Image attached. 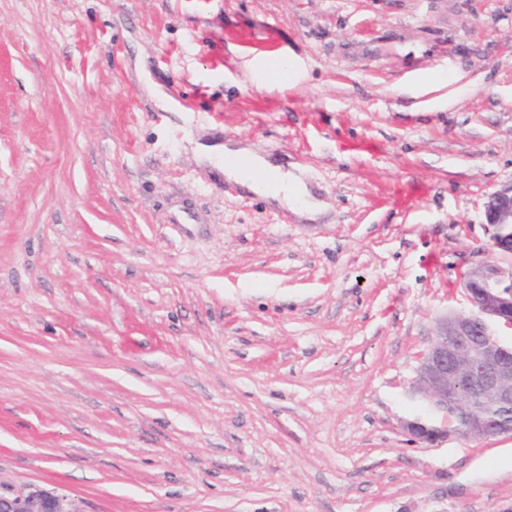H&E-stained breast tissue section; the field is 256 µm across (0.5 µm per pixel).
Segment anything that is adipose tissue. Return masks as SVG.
Wrapping results in <instances>:
<instances>
[{"instance_id": "ef3b65f1", "label": "adipose tissue", "mask_w": 512, "mask_h": 512, "mask_svg": "<svg viewBox=\"0 0 512 512\" xmlns=\"http://www.w3.org/2000/svg\"><path fill=\"white\" fill-rule=\"evenodd\" d=\"M197 154L199 161L223 172L227 180L296 215L312 219L325 209L300 175L274 164L268 156L252 153L247 156V164L241 165L237 162L240 150L219 143L198 145Z\"/></svg>"}]
</instances>
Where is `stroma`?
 <instances>
[{"label":"stroma","mask_w":512,"mask_h":512,"mask_svg":"<svg viewBox=\"0 0 512 512\" xmlns=\"http://www.w3.org/2000/svg\"><path fill=\"white\" fill-rule=\"evenodd\" d=\"M223 141L327 212L199 161ZM510 183L512 0H0V490L512 512V438L405 427ZM196 150L199 161L223 172L228 181L263 196L278 207L309 219H314L325 210L324 204L314 199L300 175L274 164L268 155L250 153L220 143L198 144ZM244 155L248 156V163L238 164L235 159Z\"/></svg>","instance_id":"35a3bbf8"}]
</instances>
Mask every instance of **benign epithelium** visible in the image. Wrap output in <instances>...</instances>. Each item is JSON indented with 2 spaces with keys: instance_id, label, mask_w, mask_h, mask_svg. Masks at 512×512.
I'll return each instance as SVG.
<instances>
[{
  "instance_id": "benign-epithelium-1",
  "label": "benign epithelium",
  "mask_w": 512,
  "mask_h": 512,
  "mask_svg": "<svg viewBox=\"0 0 512 512\" xmlns=\"http://www.w3.org/2000/svg\"><path fill=\"white\" fill-rule=\"evenodd\" d=\"M488 240L481 247L493 258L464 274L468 313L449 312L436 320L430 344L419 355L413 393L440 419L431 425L409 421L407 430L433 443L452 435L482 442L512 436V423L492 419L486 407L512 406V346L497 338L492 326L512 330V184L489 195L485 206ZM465 381L467 391L460 389ZM0 512H79L64 496L44 490L0 494Z\"/></svg>"
}]
</instances>
